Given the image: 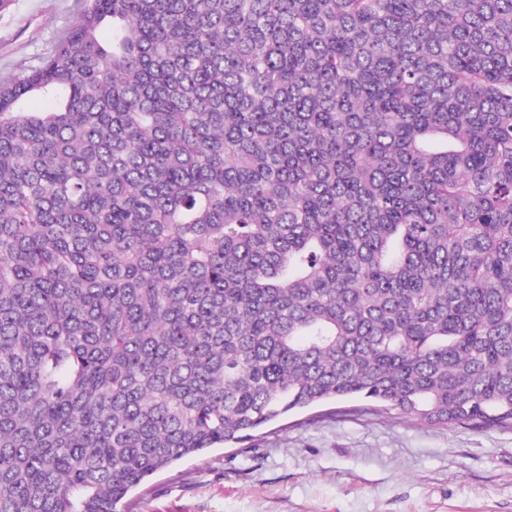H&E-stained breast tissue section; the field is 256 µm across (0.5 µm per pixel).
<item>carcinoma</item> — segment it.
Masks as SVG:
<instances>
[{
    "instance_id": "cac0c4a2",
    "label": "carcinoma",
    "mask_w": 512,
    "mask_h": 512,
    "mask_svg": "<svg viewBox=\"0 0 512 512\" xmlns=\"http://www.w3.org/2000/svg\"><path fill=\"white\" fill-rule=\"evenodd\" d=\"M349 397L512 429V0H86L0 81V512Z\"/></svg>"
}]
</instances>
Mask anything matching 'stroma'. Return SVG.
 I'll use <instances>...</instances> for the list:
<instances>
[{
    "mask_svg": "<svg viewBox=\"0 0 512 512\" xmlns=\"http://www.w3.org/2000/svg\"><path fill=\"white\" fill-rule=\"evenodd\" d=\"M83 0H0V80L40 65ZM125 512H512V431L428 425L359 399L313 407L158 473Z\"/></svg>",
    "mask_w": 512,
    "mask_h": 512,
    "instance_id": "1",
    "label": "stroma"
}]
</instances>
